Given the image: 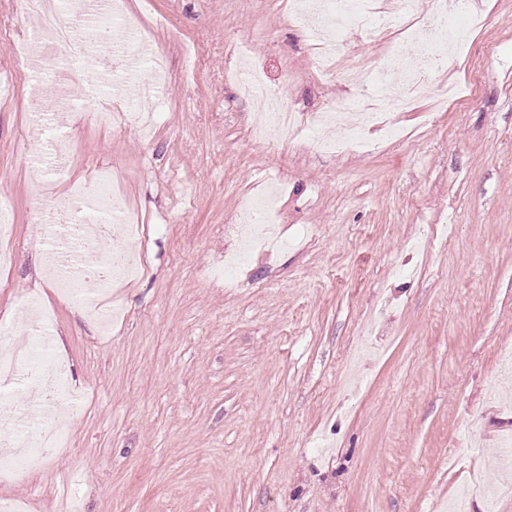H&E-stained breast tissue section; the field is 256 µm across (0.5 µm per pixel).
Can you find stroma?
Instances as JSON below:
<instances>
[{
  "label": "stroma",
  "instance_id": "35a3bbf8",
  "mask_svg": "<svg viewBox=\"0 0 512 512\" xmlns=\"http://www.w3.org/2000/svg\"><path fill=\"white\" fill-rule=\"evenodd\" d=\"M167 63L152 137L68 123V166L47 184L30 158L31 64L0 36V200L13 264L0 323L27 328L25 297L55 313L56 354L78 401L68 445L0 500L27 512H444L459 495L487 512L512 440V0H471L482 19L437 88L469 95L443 111L422 99L403 137L318 154L257 143L254 110L230 76L237 44L308 118L371 93L344 76L388 50L344 34L336 75L316 70L286 0H125ZM196 45V71L185 57ZM150 228L145 271L118 288L87 283L121 309L85 320L44 264L41 212L97 170ZM280 188L292 247L255 254L235 287L218 276L247 195ZM454 238L444 243L442 225ZM463 438L475 454H454Z\"/></svg>",
  "mask_w": 512,
  "mask_h": 512
}]
</instances>
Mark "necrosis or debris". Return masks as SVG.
<instances>
[{
    "label": "necrosis or debris",
    "mask_w": 512,
    "mask_h": 512,
    "mask_svg": "<svg viewBox=\"0 0 512 512\" xmlns=\"http://www.w3.org/2000/svg\"><path fill=\"white\" fill-rule=\"evenodd\" d=\"M22 3L25 17L35 18L36 23L19 44L20 59L26 62L47 46L59 47L60 55L50 61L52 69L62 70L84 92L93 94L108 85L113 59L143 38L140 25L123 13L121 0H95L83 11L64 7L62 0ZM445 4L446 0H433L430 20L412 35L429 51L426 65L411 68L406 43H395L370 67L369 78L377 85L378 94L338 100L314 122L278 97L258 71H240L239 79L258 107L251 139L278 144L295 141L320 152L326 148L315 131L320 123L347 128V135L336 145L340 151L366 147L364 131L374 123L385 125L389 135H396L394 116L430 91L433 71L454 63L451 50L461 38L470 13L464 10L448 17ZM417 7L418 0H394L392 7L384 10L375 9L373 0H291V15L310 43L317 70L331 78L335 71L329 61L341 54V33L352 21H360L365 37L374 40L396 28ZM275 214V194L249 201L240 223L232 227L246 251L287 248L288 239L277 233ZM43 230L55 256L57 286L81 304L90 320H98L100 308L95 298L85 293L87 282L107 288L145 267L146 228L128 218L108 172L95 173L90 182L74 184L68 194L57 198L44 217ZM115 237L123 240V249L101 252V245ZM53 323V316L38 318L27 332L25 349H0V385L20 381L24 386L38 387L42 406L60 411L73 406L77 396L68 384L65 367L48 343ZM0 424L11 430L9 438L0 439L1 483L22 479L42 461L47 449L64 447L68 441L60 427L23 423L17 412L1 414Z\"/></svg>",
    "instance_id": "obj_1"
}]
</instances>
